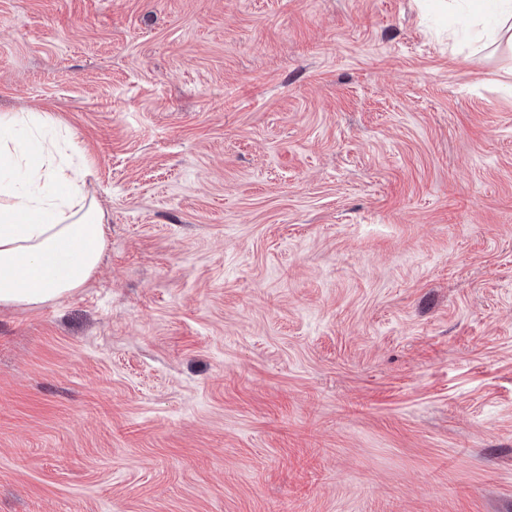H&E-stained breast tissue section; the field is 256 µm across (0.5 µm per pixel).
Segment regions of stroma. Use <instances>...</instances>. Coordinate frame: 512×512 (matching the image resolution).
<instances>
[{"label": "stroma", "instance_id": "obj_1", "mask_svg": "<svg viewBox=\"0 0 512 512\" xmlns=\"http://www.w3.org/2000/svg\"><path fill=\"white\" fill-rule=\"evenodd\" d=\"M422 0H0V114L112 234L0 308V512H512V48Z\"/></svg>", "mask_w": 512, "mask_h": 512}]
</instances>
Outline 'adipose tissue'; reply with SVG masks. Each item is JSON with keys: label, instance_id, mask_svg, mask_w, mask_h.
<instances>
[{"label": "adipose tissue", "instance_id": "obj_1", "mask_svg": "<svg viewBox=\"0 0 512 512\" xmlns=\"http://www.w3.org/2000/svg\"><path fill=\"white\" fill-rule=\"evenodd\" d=\"M36 112L0 116V306L38 308L87 286L110 227L83 164L57 157Z\"/></svg>", "mask_w": 512, "mask_h": 512}]
</instances>
